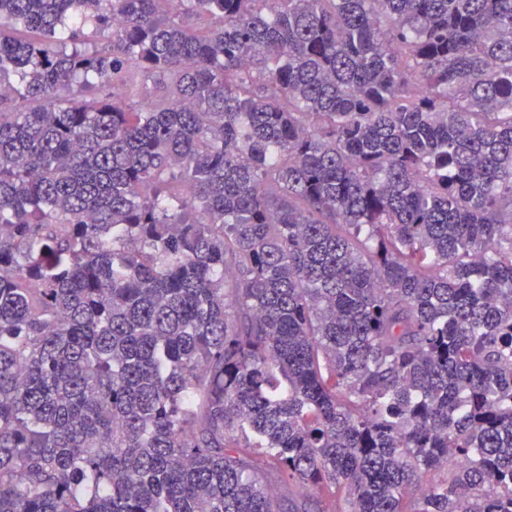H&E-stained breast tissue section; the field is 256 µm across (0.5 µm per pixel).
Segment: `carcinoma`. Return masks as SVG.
<instances>
[{
  "label": "carcinoma",
  "mask_w": 512,
  "mask_h": 512,
  "mask_svg": "<svg viewBox=\"0 0 512 512\" xmlns=\"http://www.w3.org/2000/svg\"><path fill=\"white\" fill-rule=\"evenodd\" d=\"M3 20L0 512H512V0ZM135 94L133 98L138 107L151 105L160 95L154 81L148 74L138 72L134 80Z\"/></svg>",
  "instance_id": "cac0c4a2"
}]
</instances>
